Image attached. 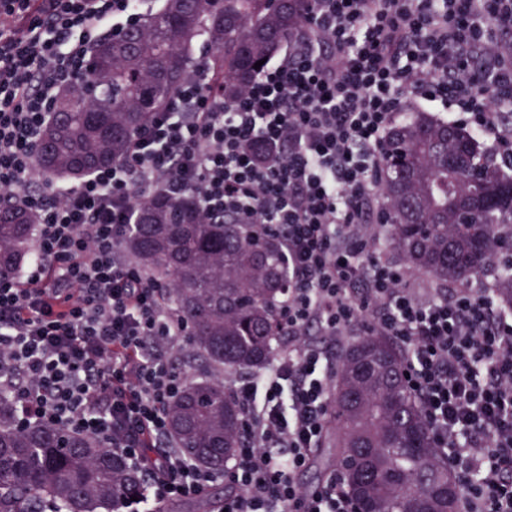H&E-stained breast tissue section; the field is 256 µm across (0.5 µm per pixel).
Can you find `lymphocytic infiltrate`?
Wrapping results in <instances>:
<instances>
[{
	"mask_svg": "<svg viewBox=\"0 0 512 512\" xmlns=\"http://www.w3.org/2000/svg\"><path fill=\"white\" fill-rule=\"evenodd\" d=\"M139 16L138 0H0V200L37 222L23 278L0 279V391L20 421L123 454L144 478L126 512L213 481L165 444L185 381L167 351L190 325L167 306V283L119 248L137 195L190 188L204 212L276 233L288 262V348L233 391L244 445L224 472L226 512H352L338 477L309 489L297 476L327 432L333 348L356 331L399 345L461 512H512V314L488 289L411 288L406 267L377 256L374 205L387 132L410 105L512 157L498 128L512 108V0H309L293 49L234 103H219L198 65L123 161L32 188L49 102L84 75L104 32Z\"/></svg>",
	"mask_w": 512,
	"mask_h": 512,
	"instance_id": "f902f5d3",
	"label": "lymphocytic infiltrate"
}]
</instances>
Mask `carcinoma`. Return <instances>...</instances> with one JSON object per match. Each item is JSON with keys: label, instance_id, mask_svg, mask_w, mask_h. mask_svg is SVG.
Returning <instances> with one entry per match:
<instances>
[{"label": "carcinoma", "instance_id": "obj_1", "mask_svg": "<svg viewBox=\"0 0 512 512\" xmlns=\"http://www.w3.org/2000/svg\"><path fill=\"white\" fill-rule=\"evenodd\" d=\"M305 0H162L159 9L101 40L87 77L62 90L35 153L47 184L76 183L127 155L134 133L163 111L199 60L204 38L211 85L224 103L256 77L300 31ZM484 183H512L505 165L465 129L417 112L392 125L377 190L391 220L390 243L406 267L438 283L491 284L512 313V209L464 223L460 204ZM125 248L169 284L165 301L189 320L188 353L213 377L187 380L170 409V439L216 477L242 447L241 405L224 374L262 371L278 351V310L288 269L279 239L238 215L205 217L196 193L171 197L161 187L136 202ZM35 241L33 218L0 207V277L18 275ZM399 350L381 336H356L346 347L331 392L325 466L348 475L352 454L366 458L360 481L377 512H400L409 495L423 512H460L461 489L431 447L418 400L402 376ZM453 485L448 504L443 492ZM142 486L141 473L87 434L22 424L11 396L0 392V512H122Z\"/></svg>", "mask_w": 512, "mask_h": 512}]
</instances>
